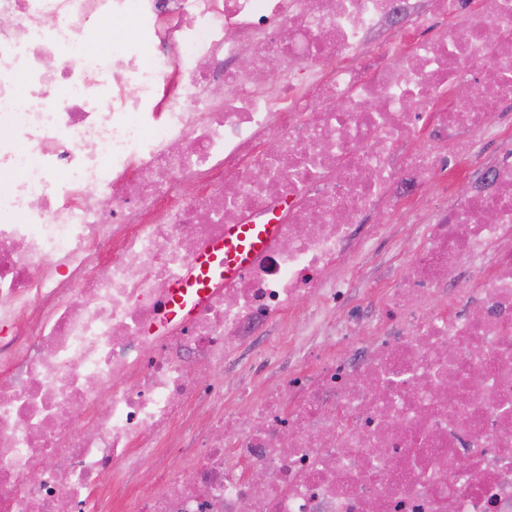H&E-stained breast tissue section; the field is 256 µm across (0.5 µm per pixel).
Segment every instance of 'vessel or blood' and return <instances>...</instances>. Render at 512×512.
<instances>
[{"instance_id":"vessel-or-blood-1","label":"vessel or blood","mask_w":512,"mask_h":512,"mask_svg":"<svg viewBox=\"0 0 512 512\" xmlns=\"http://www.w3.org/2000/svg\"><path fill=\"white\" fill-rule=\"evenodd\" d=\"M274 224H232L222 239L210 243L177 277L165 300V321L187 318L214 288L241 275L276 237Z\"/></svg>"}]
</instances>
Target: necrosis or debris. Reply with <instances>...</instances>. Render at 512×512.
<instances>
[{
  "instance_id": "obj_1",
  "label": "necrosis or debris",
  "mask_w": 512,
  "mask_h": 512,
  "mask_svg": "<svg viewBox=\"0 0 512 512\" xmlns=\"http://www.w3.org/2000/svg\"><path fill=\"white\" fill-rule=\"evenodd\" d=\"M410 9L0 0V512H512V147L478 148L512 104V0H431L408 50L369 46ZM376 211L429 222L375 310L256 381L344 306ZM270 215L250 269L162 325L195 255ZM266 325L279 344L225 390ZM109 31L112 33L108 38L103 37V33ZM135 35V25L133 20L126 19L112 22V24L102 25L90 37L87 42V50L92 53L109 51L111 45L114 47L120 39L132 38Z\"/></svg>"
}]
</instances>
